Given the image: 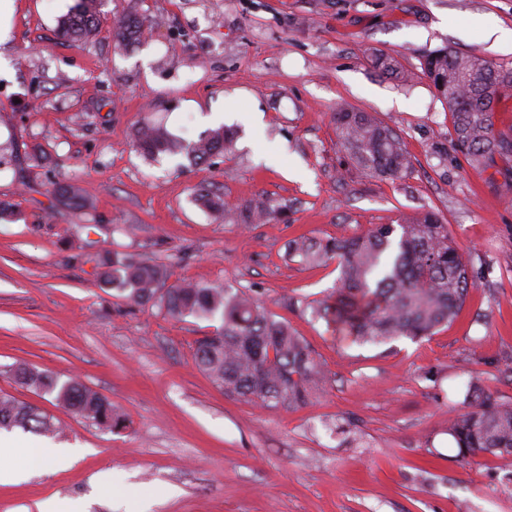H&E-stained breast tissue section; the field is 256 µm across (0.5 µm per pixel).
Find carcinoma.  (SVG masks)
<instances>
[{"label":"carcinoma","mask_w":512,"mask_h":512,"mask_svg":"<svg viewBox=\"0 0 512 512\" xmlns=\"http://www.w3.org/2000/svg\"><path fill=\"white\" fill-rule=\"evenodd\" d=\"M98 5L99 0H76L60 21L62 37L83 41L95 36ZM151 24V16L135 10L115 20L112 38L117 46L126 47L139 41ZM371 62L392 78H414L389 55L374 53ZM421 73L450 113L454 144L467 146L471 164L486 168L495 156L512 153V138L495 129L496 113L490 107L501 97L484 95L488 81L511 90L512 67L445 46L424 57ZM335 121L338 141L365 173L381 180L412 173L414 162L404 140L377 116L344 108L336 112ZM232 144L233 133L223 127L186 142L146 118L139 122L135 141L136 149L153 159L183 153L191 160H206L230 150ZM53 194L74 210H90L88 200L72 184H56ZM196 197L213 209H224V216L234 223L264 224L283 210L264 196L233 210L203 186L196 189ZM288 256L316 266L336 262V288L310 305L312 315L341 327L361 344L429 337L457 318L469 290L476 287L448 225L433 211L402 224H376L348 237L317 241L301 236L289 243ZM98 265L104 268V284L126 293L132 304L150 303L176 318L221 316L222 325L196 342L194 361L225 393L297 411L325 390L328 378L313 348L260 298L234 286L182 282L166 288L168 266L156 259L114 253L99 257ZM11 374L20 385L57 392L77 416L111 429L122 425L112 403L77 378L60 385L51 373L27 364L14 366ZM463 404L466 409L448 419L458 460L466 463L486 453L512 456V404L491 399L474 382L469 383ZM13 427L47 435L56 432L53 418L1 394L0 429Z\"/></svg>","instance_id":"obj_1"}]
</instances>
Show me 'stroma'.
<instances>
[{"instance_id": "35a3bbf8", "label": "stroma", "mask_w": 512, "mask_h": 512, "mask_svg": "<svg viewBox=\"0 0 512 512\" xmlns=\"http://www.w3.org/2000/svg\"><path fill=\"white\" fill-rule=\"evenodd\" d=\"M73 0H14L0 39V392L53 417L18 442L70 448V464L18 457L0 512H512V457L457 461L448 412L476 382L512 402V161L484 169L452 145L442 102L419 76L447 46L512 66L484 23L512 29V0H104L100 32L59 38ZM156 23L117 47L114 20ZM382 50L412 82L380 76ZM343 106L373 112L405 141L414 170L396 181L355 167L336 136ZM149 116L188 140L227 126L233 149L197 164L134 148ZM92 209L64 207L53 185ZM208 185L237 207L257 196L288 212L230 224L195 200ZM427 210L443 216L476 282L434 336L359 344L313 318L335 264L288 258L291 239L349 236ZM118 251L167 263L169 283L232 285L264 300L316 351L329 378L307 407L264 408L226 395L193 363L219 320L176 319L130 304L100 281L95 258ZM26 362L79 378L124 425L72 415L55 395L16 384ZM53 194L60 202H63L74 210L83 211L85 213L90 210L88 200L73 184L58 183L53 189Z\"/></svg>"}]
</instances>
